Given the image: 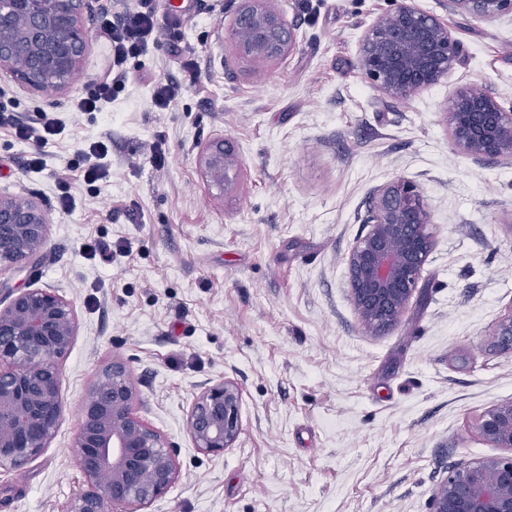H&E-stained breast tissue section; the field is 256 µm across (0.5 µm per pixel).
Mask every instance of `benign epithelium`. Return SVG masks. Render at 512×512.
I'll return each instance as SVG.
<instances>
[{
  "instance_id": "7a95c632",
  "label": "benign epithelium",
  "mask_w": 512,
  "mask_h": 512,
  "mask_svg": "<svg viewBox=\"0 0 512 512\" xmlns=\"http://www.w3.org/2000/svg\"><path fill=\"white\" fill-rule=\"evenodd\" d=\"M273 0H239L229 23L230 50L254 64L286 58L295 28ZM452 11L494 21L512 0H448ZM93 0H0V73L32 91H65L89 46L83 16ZM459 42L435 16L401 3L366 31L360 70L382 93L408 101L448 76ZM452 146L475 157L512 159V113L481 85L459 88L446 113ZM207 185L231 188L242 170L232 145L218 139L199 157ZM48 217L34 201L0 194V271L44 255ZM435 247L434 224L416 186L398 178L373 202L367 233L347 257L350 299L370 333L396 327ZM72 303L47 288H16L0 307V469L20 470L54 439L62 412L57 359L77 334ZM497 344L512 350V308L498 321ZM237 386L204 388L187 415L194 447L220 455L240 434ZM125 363L101 369L80 407L76 458L86 487L63 512H142L169 490L178 463L166 438L135 412ZM480 435L507 454L460 465L433 493L430 512H512V401L477 418Z\"/></svg>"
}]
</instances>
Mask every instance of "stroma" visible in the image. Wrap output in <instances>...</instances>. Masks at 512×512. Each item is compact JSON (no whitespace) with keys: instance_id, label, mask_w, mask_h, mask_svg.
Instances as JSON below:
<instances>
[{"instance_id":"1","label":"stroma","mask_w":512,"mask_h":512,"mask_svg":"<svg viewBox=\"0 0 512 512\" xmlns=\"http://www.w3.org/2000/svg\"><path fill=\"white\" fill-rule=\"evenodd\" d=\"M401 0H274L298 43L265 66L235 57L228 25L238 0H190L148 53L128 57L101 112L75 99L109 67L98 0L72 87L37 93L0 78V106L63 127L47 170L25 169L34 143L0 127V191L48 214L35 267L0 273L10 290L52 288L76 311L59 361L63 414L49 448L24 469H0V512H63L85 487L75 440L95 374L123 360L135 409L165 435L179 465L146 512H430L449 468L497 456L476 429L512 400V352L494 330L512 308V160L471 157L448 140L454 92L477 82L512 107V16L488 22L448 0H412L462 48L447 78L414 99L379 91L358 68L360 40ZM198 64L197 77L184 70ZM181 84L174 104L156 84ZM243 160L234 189L201 178L207 141ZM104 141L112 172L88 185L81 148ZM158 144L164 167L146 149ZM413 182L435 224V248L400 323H359L346 258L365 235L386 183ZM68 192L71 211L57 198ZM242 393L241 433L212 456L195 448L187 413L205 387Z\"/></svg>"}]
</instances>
